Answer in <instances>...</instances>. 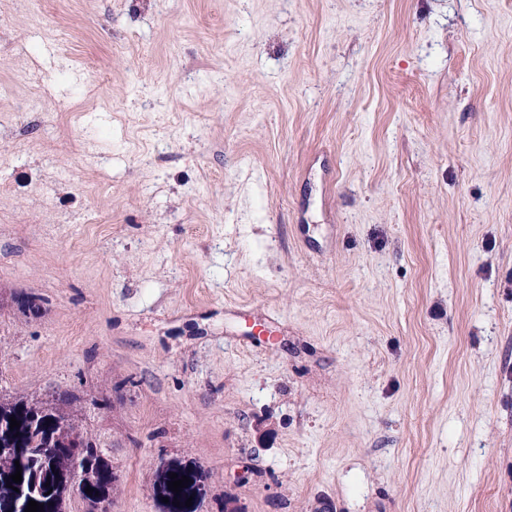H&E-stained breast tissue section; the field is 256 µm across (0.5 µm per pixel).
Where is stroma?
Masks as SVG:
<instances>
[{
    "label": "stroma",
    "mask_w": 512,
    "mask_h": 512,
    "mask_svg": "<svg viewBox=\"0 0 512 512\" xmlns=\"http://www.w3.org/2000/svg\"><path fill=\"white\" fill-rule=\"evenodd\" d=\"M0 0V396L161 512H512V0ZM32 296L38 313L23 310ZM197 467V466H196ZM196 467H187L183 466L180 468H176L170 471H167L164 475L159 476V487L160 493L163 495L164 498H168L169 502L167 503L168 511L165 512H198L195 508H193L194 502L196 500L194 496V492L197 487L198 482V471L196 470ZM169 473H176L178 474V477L175 479H170ZM182 475H185L186 477H189L191 479V482H188V484H185V488H181V492L179 494H176L172 490L168 489V482L182 479ZM193 496L192 506L187 507L185 506V501L190 497ZM174 497H177V501H179V506L174 505Z\"/></svg>",
    "instance_id": "35a3bbf8"
}]
</instances>
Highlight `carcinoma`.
<instances>
[{
	"mask_svg": "<svg viewBox=\"0 0 512 512\" xmlns=\"http://www.w3.org/2000/svg\"><path fill=\"white\" fill-rule=\"evenodd\" d=\"M81 398L69 391L52 394L48 401L29 402L23 399H0V512H25L29 501L43 505L41 512H65L71 499L68 475L77 467L87 475V484L93 492L81 493L83 512H96L98 504L111 501L118 490L119 476L105 457L102 449L85 436L76 424V414ZM20 422V426L10 428V418ZM46 430L64 427L80 437L83 448L78 456H73L70 448L47 447L35 442L37 427ZM21 467L22 481L6 487L10 475ZM174 473L185 475L191 482L175 493L168 489L169 474L159 476V490L169 499L168 512H197L185 506V501L197 487L198 471L194 467L183 466ZM24 490L18 495L15 489ZM179 505H174V501Z\"/></svg>",
	"mask_w": 512,
	"mask_h": 512,
	"instance_id": "obj_1",
	"label": "carcinoma"
}]
</instances>
